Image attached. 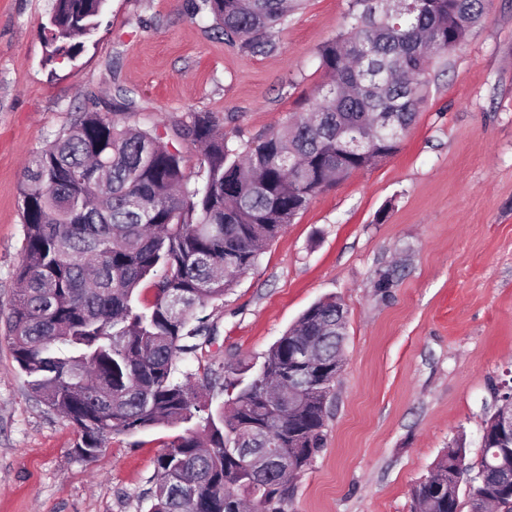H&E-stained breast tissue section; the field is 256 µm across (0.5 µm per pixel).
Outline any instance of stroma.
<instances>
[{"label": "stroma", "instance_id": "1", "mask_svg": "<svg viewBox=\"0 0 512 512\" xmlns=\"http://www.w3.org/2000/svg\"><path fill=\"white\" fill-rule=\"evenodd\" d=\"M194 0H107L73 60L44 63L51 0H0V512H147L154 461L179 435L116 434L80 457L77 428L40 403L5 339L25 227L29 156L78 109L173 139L192 184L201 155L175 131L212 113L246 147L305 111L326 77L318 52L348 0H305L271 53L225 42ZM399 149L319 194L206 313L181 356L203 374L259 361L314 302L344 303V367L324 446L285 512H412V492L456 440L478 464L493 389L512 381V0H492L435 65ZM388 288H378L384 272Z\"/></svg>", "mask_w": 512, "mask_h": 512}]
</instances>
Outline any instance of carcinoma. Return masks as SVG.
<instances>
[{
    "label": "carcinoma",
    "mask_w": 512,
    "mask_h": 512,
    "mask_svg": "<svg viewBox=\"0 0 512 512\" xmlns=\"http://www.w3.org/2000/svg\"><path fill=\"white\" fill-rule=\"evenodd\" d=\"M107 0H52L46 61L73 60L100 25ZM296 0H200L229 43L277 49ZM491 0H349L343 31L319 51L334 81L307 113L245 149L209 113L183 136L201 152L203 186L189 187L181 152L148 130L93 110L77 113L24 169L25 244L8 316L13 357L33 393L80 432L91 457L114 434L184 426L156 459L149 512H284L291 483L323 447L346 312L335 298L310 306L260 364L220 384L177 376L176 361L209 335L208 304L321 192L394 154L428 96L432 66L488 13ZM153 292L150 300L141 291ZM319 345L316 370L290 369L288 348ZM303 398L281 403L294 383ZM227 399L216 402L213 388ZM512 446L483 450L478 469L463 443L413 491L415 512H458L460 491L485 512H512Z\"/></svg>",
    "instance_id": "cac0c4a2"
}]
</instances>
